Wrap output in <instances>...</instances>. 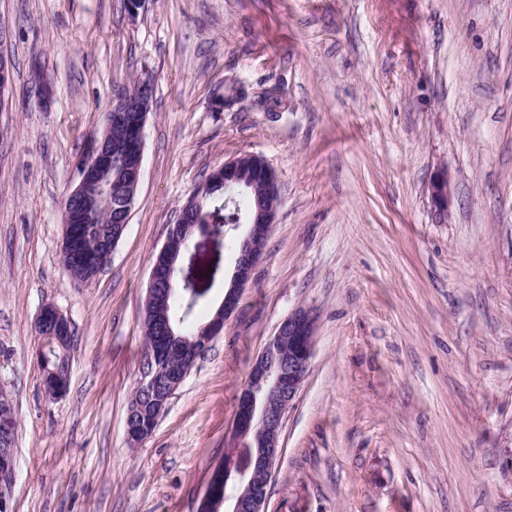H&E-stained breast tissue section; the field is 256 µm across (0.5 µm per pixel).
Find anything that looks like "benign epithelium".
Masks as SVG:
<instances>
[{"label": "benign epithelium", "instance_id": "benign-epithelium-1", "mask_svg": "<svg viewBox=\"0 0 512 512\" xmlns=\"http://www.w3.org/2000/svg\"><path fill=\"white\" fill-rule=\"evenodd\" d=\"M151 97L152 83L144 77L139 95L123 93L112 101L102 134L90 139L85 153L76 163L77 180L67 199L83 197L112 173V140L109 135L116 116L126 120L125 151L129 155L118 174V181L132 190L139 187L143 169L144 128L151 112ZM10 102L9 65L6 56L0 55V110L7 108ZM250 179L262 183L268 193L280 194L278 176L263 157L239 155L214 169L187 198L176 221L169 225L167 239H179L188 246L192 244L195 231L205 228L203 224L183 223V216L200 206L211 184H222L225 190L232 193L239 191L241 185ZM429 193L436 216L441 220L448 219L450 186L444 172L434 175ZM134 202L132 192L119 193L115 198L108 199L113 222L127 224ZM275 218L276 210L266 206L256 208L254 216L247 220L248 229L239 242L235 269L228 287L224 289V300L213 318L200 327L198 334L177 349L181 366L162 381L156 369L159 355L152 349L147 351L140 366L136 388L156 395L155 418L165 413L172 395L196 360L224 330V324L236 309L239 297L262 257L258 243L267 239ZM171 257L168 245H163L152 263L147 297H154L159 282L171 285ZM35 333L42 346L49 342L60 344L72 333L71 322L55 306L45 305L35 322ZM314 336L315 316L311 310L300 308L279 324L251 365L247 383L237 397L229 432L231 445L224 450V460L213 470L204 493V501L211 503L213 512L221 508L224 512H265L266 483L270 482L280 453L279 440L284 418L308 374ZM220 476L226 481L230 479L238 483L236 497H219L215 494L213 482Z\"/></svg>", "mask_w": 512, "mask_h": 512}]
</instances>
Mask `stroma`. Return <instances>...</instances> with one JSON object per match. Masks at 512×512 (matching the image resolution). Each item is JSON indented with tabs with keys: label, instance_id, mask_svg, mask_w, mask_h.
<instances>
[{
	"label": "stroma",
	"instance_id": "obj_1",
	"mask_svg": "<svg viewBox=\"0 0 512 512\" xmlns=\"http://www.w3.org/2000/svg\"><path fill=\"white\" fill-rule=\"evenodd\" d=\"M0 390L18 412L12 512H197L251 364L298 307L314 356L266 512H512V0H0ZM153 84L126 230L92 281L63 202L113 96ZM248 95L222 105L224 84ZM281 204L224 331L137 446L152 259L225 160ZM446 171L439 221L429 183ZM74 342L42 389L34 322ZM35 333L40 341L38 356L49 342L61 344L72 333L70 320L54 305H45L35 322Z\"/></svg>",
	"mask_w": 512,
	"mask_h": 512
}]
</instances>
